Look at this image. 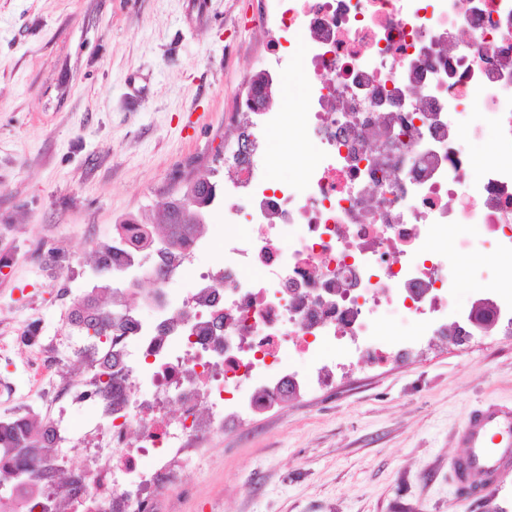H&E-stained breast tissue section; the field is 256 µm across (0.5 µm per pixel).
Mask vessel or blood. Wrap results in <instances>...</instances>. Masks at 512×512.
I'll use <instances>...</instances> for the list:
<instances>
[{
    "label": "vessel or blood",
    "instance_id": "obj_1",
    "mask_svg": "<svg viewBox=\"0 0 512 512\" xmlns=\"http://www.w3.org/2000/svg\"><path fill=\"white\" fill-rule=\"evenodd\" d=\"M461 439L465 453L454 459L452 471L465 494L479 495L512 470V408L490 405L476 411Z\"/></svg>",
    "mask_w": 512,
    "mask_h": 512
}]
</instances>
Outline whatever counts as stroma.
Here are the masks:
<instances>
[{
  "label": "stroma",
  "instance_id": "1",
  "mask_svg": "<svg viewBox=\"0 0 512 512\" xmlns=\"http://www.w3.org/2000/svg\"><path fill=\"white\" fill-rule=\"evenodd\" d=\"M261 0H0V316L34 318L60 354L95 251L126 217L162 221L201 175L224 180L237 95L266 35ZM274 180L303 150L268 134ZM512 406V335L431 343L226 426L172 491L177 512H512V473L482 498L449 463L485 405Z\"/></svg>",
  "mask_w": 512,
  "mask_h": 512
}]
</instances>
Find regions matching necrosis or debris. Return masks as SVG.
Wrapping results in <instances>:
<instances>
[{
    "label": "necrosis or debris",
    "mask_w": 512,
    "mask_h": 512,
    "mask_svg": "<svg viewBox=\"0 0 512 512\" xmlns=\"http://www.w3.org/2000/svg\"><path fill=\"white\" fill-rule=\"evenodd\" d=\"M254 22L271 31L273 59L300 58L302 109L241 95L217 262L194 265L189 242L148 315L116 347L83 351L88 374L61 378L59 356L40 355L53 375L49 448L16 512H170L160 488L179 485L225 425L398 362L429 336L512 332V270L461 304L451 258L479 243L487 266L512 256V0H264ZM273 127L307 150L297 182L276 188ZM489 135L494 154L476 166L470 147ZM185 276L195 288L172 299L167 282ZM382 315L415 330L383 332ZM113 350L115 401L94 393ZM86 405L92 443L80 447L69 414Z\"/></svg>",
    "instance_id": "necrosis-or-debris-1"
}]
</instances>
